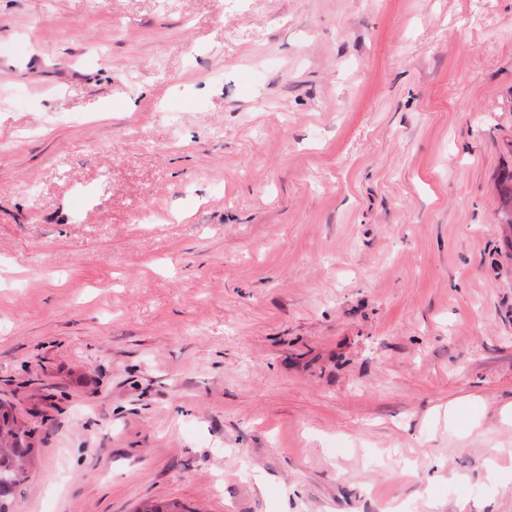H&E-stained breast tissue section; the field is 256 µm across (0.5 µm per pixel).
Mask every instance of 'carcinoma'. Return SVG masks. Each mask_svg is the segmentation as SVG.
Instances as JSON below:
<instances>
[{
  "label": "carcinoma",
  "instance_id": "carcinoma-1",
  "mask_svg": "<svg viewBox=\"0 0 512 512\" xmlns=\"http://www.w3.org/2000/svg\"><path fill=\"white\" fill-rule=\"evenodd\" d=\"M501 199L500 223L512 226V170H505L498 177ZM0 512H13L12 504L16 487L24 480L28 466L35 455L33 443L28 441L29 431L18 422L8 407L0 403Z\"/></svg>",
  "mask_w": 512,
  "mask_h": 512
}]
</instances>
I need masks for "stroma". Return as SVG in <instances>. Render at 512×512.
Returning a JSON list of instances; mask_svg holds the SVG:
<instances>
[{"label": "stroma", "mask_w": 512, "mask_h": 512, "mask_svg": "<svg viewBox=\"0 0 512 512\" xmlns=\"http://www.w3.org/2000/svg\"><path fill=\"white\" fill-rule=\"evenodd\" d=\"M511 165L512 0H0L14 512H512ZM501 199L499 219L501 224L512 226V170H504L498 177Z\"/></svg>", "instance_id": "35a3bbf8"}]
</instances>
